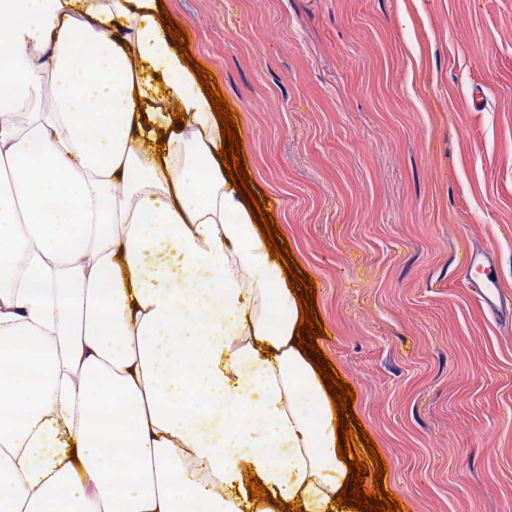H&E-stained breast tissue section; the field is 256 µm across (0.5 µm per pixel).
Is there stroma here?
<instances>
[{"label":"stroma","mask_w":512,"mask_h":512,"mask_svg":"<svg viewBox=\"0 0 512 512\" xmlns=\"http://www.w3.org/2000/svg\"><path fill=\"white\" fill-rule=\"evenodd\" d=\"M406 512H512V0H162Z\"/></svg>","instance_id":"obj_1"}]
</instances>
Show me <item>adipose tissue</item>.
Returning <instances> with one entry per match:
<instances>
[{"instance_id":"ef3b65f1","label":"adipose tissue","mask_w":512,"mask_h":512,"mask_svg":"<svg viewBox=\"0 0 512 512\" xmlns=\"http://www.w3.org/2000/svg\"><path fill=\"white\" fill-rule=\"evenodd\" d=\"M222 146L158 0H0V512H353Z\"/></svg>"}]
</instances>
